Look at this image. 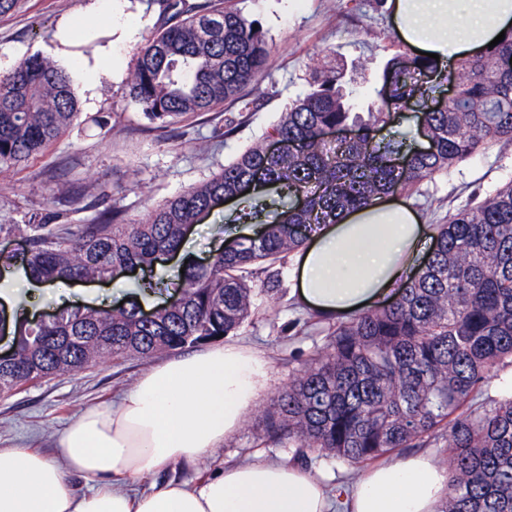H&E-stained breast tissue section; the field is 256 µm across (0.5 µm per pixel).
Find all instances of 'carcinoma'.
Wrapping results in <instances>:
<instances>
[{
  "label": "carcinoma",
  "instance_id": "obj_1",
  "mask_svg": "<svg viewBox=\"0 0 512 512\" xmlns=\"http://www.w3.org/2000/svg\"><path fill=\"white\" fill-rule=\"evenodd\" d=\"M186 15L154 34L138 52L129 96L152 123L173 124L241 102V90L266 69L270 49L232 5L213 0L204 11L169 0ZM347 70L312 77L311 90L293 101L260 142L212 178L153 209L142 221L105 210L90 224L59 228L55 216L37 224H0V235H22L26 251L7 260L33 280L53 284L105 278L114 267H150L174 253L185 229L220 197L278 185L244 214L276 219L256 239L235 242L208 266L192 267L179 297L140 318L137 296L110 310L64 312L53 321L19 327L14 361L0 365V398L34 380L80 370L106 357L151 358L215 342L254 315L259 291L246 269L271 268L295 251L316 224H334L398 190L448 173L500 140H512V31L494 47L454 68L455 96L438 107L435 93L448 79L428 58L411 69L391 59L379 103L368 122L351 116L342 86ZM409 106L426 109V150L410 152L403 139L376 140L370 129ZM80 107L69 73L39 56L0 75V170L15 168L71 130ZM359 124L362 133L334 143L323 130ZM276 140L281 151L271 154ZM407 157L395 168L391 159ZM432 253L399 289L396 300L333 325L276 398L263 441L353 467L404 448L445 440L436 463L448 471L449 492L439 512H512V392L478 402L489 373L512 367V181L476 205L434 225Z\"/></svg>",
  "mask_w": 512,
  "mask_h": 512
}]
</instances>
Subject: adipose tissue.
Returning a JSON list of instances; mask_svg holds the SVG:
<instances>
[{
    "label": "adipose tissue",
    "instance_id": "ef3b65f1",
    "mask_svg": "<svg viewBox=\"0 0 512 512\" xmlns=\"http://www.w3.org/2000/svg\"><path fill=\"white\" fill-rule=\"evenodd\" d=\"M389 2L401 39L437 54L442 67L512 29V0ZM94 18L120 36L82 61L90 89L116 42L139 39L112 0H96ZM433 237L405 200H377L314 228L296 258L298 295L328 316L372 307L412 276ZM269 369L266 358L230 343L154 366L115 406L82 411L61 433L56 458L0 448V512H330L332 497L319 477L272 461L231 465L192 481L127 485L222 446L264 391ZM71 473L91 487L77 491ZM447 493V471L419 454L379 464L335 495L346 512H438Z\"/></svg>",
    "mask_w": 512,
    "mask_h": 512
}]
</instances>
